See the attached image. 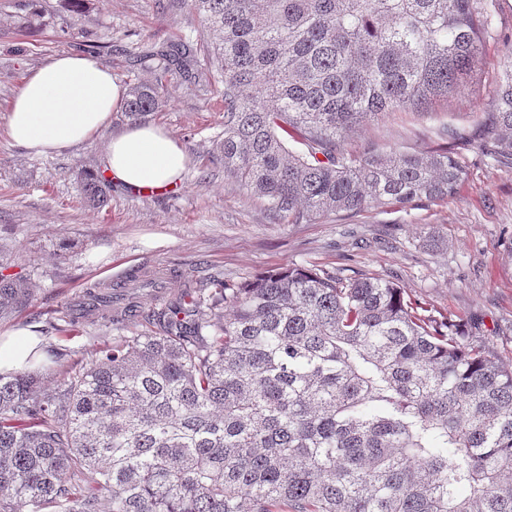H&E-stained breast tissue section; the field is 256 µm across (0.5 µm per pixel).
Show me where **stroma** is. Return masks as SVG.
Masks as SVG:
<instances>
[{"label":"stroma","instance_id":"obj_1","mask_svg":"<svg viewBox=\"0 0 512 512\" xmlns=\"http://www.w3.org/2000/svg\"><path fill=\"white\" fill-rule=\"evenodd\" d=\"M494 33L485 39L489 65L477 94L451 99L433 114H390L350 134L346 152L415 153L444 147L448 125L471 135L458 151L466 178L443 200L333 212L289 223L266 201L224 175L216 148L224 135V85L210 69L208 24L188 0H90L76 11L66 0H0V264L29 279L31 304L0 319V333L29 327L65 364L90 363L117 336L147 332L148 322L107 318L67 326L68 311L87 289L127 286L166 274L162 288L140 293L149 312L185 287L219 277L237 284L288 268L324 269L344 278L396 283L436 318L485 339L512 366V166L486 156L476 139L474 110L496 85L492 67L503 36L512 37V0H488ZM189 37L197 48L196 83L173 77L169 99L150 124L165 129L190 162L175 189H113L107 205L84 204L78 169L99 170L110 128L60 156L14 146L8 106L26 74L63 51L93 52L124 85L155 80L145 52Z\"/></svg>","mask_w":512,"mask_h":512}]
</instances>
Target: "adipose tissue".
Masks as SVG:
<instances>
[{"mask_svg":"<svg viewBox=\"0 0 512 512\" xmlns=\"http://www.w3.org/2000/svg\"><path fill=\"white\" fill-rule=\"evenodd\" d=\"M126 94L124 84L96 57L60 53L24 78L9 106L7 135L39 155L64 153L109 126ZM187 164L185 149L170 134L151 124H133L109 139L102 166L112 184L148 192L175 188ZM39 345V337L24 327L0 335V374L30 365Z\"/></svg>","mask_w":512,"mask_h":512,"instance_id":"obj_1","label":"adipose tissue"}]
</instances>
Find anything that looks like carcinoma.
<instances>
[{
	"mask_svg": "<svg viewBox=\"0 0 512 512\" xmlns=\"http://www.w3.org/2000/svg\"><path fill=\"white\" fill-rule=\"evenodd\" d=\"M224 82V175L293 224L445 199L451 148L358 155L391 112H434L489 62L481 0H190ZM187 38L149 53L190 80ZM478 129L512 157V45ZM136 83L123 116L162 109ZM304 146L288 148L282 134ZM107 200L103 174L78 173ZM32 284L0 271V318ZM91 315L112 293L86 294ZM394 283L290 268L146 315L87 366L0 375V512H512V369ZM56 369L46 391L36 373Z\"/></svg>",
	"mask_w": 512,
	"mask_h": 512,
	"instance_id": "cac0c4a2",
	"label": "carcinoma"
}]
</instances>
